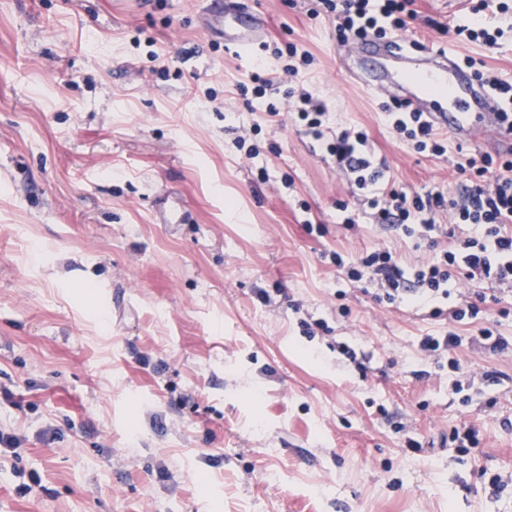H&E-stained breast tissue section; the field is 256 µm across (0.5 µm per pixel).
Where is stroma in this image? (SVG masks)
<instances>
[{
  "instance_id": "obj_1",
  "label": "stroma",
  "mask_w": 512,
  "mask_h": 512,
  "mask_svg": "<svg viewBox=\"0 0 512 512\" xmlns=\"http://www.w3.org/2000/svg\"><path fill=\"white\" fill-rule=\"evenodd\" d=\"M239 2L266 19L268 44L314 55L299 83L329 127L366 130L396 188L455 193L466 177L450 156L506 150L451 140L445 156L416 154L382 95L341 74L334 25L308 0ZM465 7L418 0L408 37L512 82V11L487 16L504 31L488 50L449 32ZM204 9L0 0V430L21 437L0 455V512H512V353L458 349L463 368L509 377L488 390L493 412L461 406L456 373L418 349L446 318L379 303L331 262L435 251L359 210L344 226L353 189L299 132L298 98L279 126L246 105L248 57L201 29ZM166 191L186 223L155 220ZM465 423L484 441L461 456L447 441ZM33 473L39 486L17 494Z\"/></svg>"
}]
</instances>
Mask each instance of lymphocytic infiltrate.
Returning <instances> with one entry per match:
<instances>
[{"label": "lymphocytic infiltrate", "mask_w": 512, "mask_h": 512, "mask_svg": "<svg viewBox=\"0 0 512 512\" xmlns=\"http://www.w3.org/2000/svg\"><path fill=\"white\" fill-rule=\"evenodd\" d=\"M491 10L504 13L508 6L505 0H468L469 20L453 28L457 42L497 48L502 30L477 20L478 15ZM310 13L331 19L336 40L341 44L368 33L393 36L407 30L416 16L414 0H311ZM273 85L274 79L260 58L255 60L245 81L238 85L241 94L252 95L259 101L262 111L272 121L281 109L279 103L266 98ZM285 94L300 96L304 106L298 118L304 133L325 142L337 167L351 179L357 199L367 209L372 223L403 239L432 242L443 236L451 243L439 257L413 266L397 252L379 248L349 265L341 254H333L337 267L346 268L351 281L370 287L377 301L391 306L406 303L425 306L433 318L448 316L451 328L438 336L423 337L420 349L434 360H447L453 371L461 369L454 353L462 346L493 355L511 349L512 342L499 336L491 326L480 327L477 335L469 338L457 333V325L476 322L487 302V294L481 291L474 299L455 300L451 297L450 284L455 275L461 274L504 291L512 289V151L497 157L487 154L478 159L458 156L456 169L471 171L473 181L453 198L433 192L410 196L390 186L388 167L384 160L375 159L371 154L365 131L331 130L325 124L328 109L324 101L306 91L294 93L290 88ZM383 110L396 137L416 153L426 157L445 154V140L425 113L406 111L396 102L384 105ZM444 210L450 212L452 224L438 223L437 216ZM446 299L451 300L452 305L445 312L437 303Z\"/></svg>", "instance_id": "lymphocytic-infiltrate-1"}]
</instances>
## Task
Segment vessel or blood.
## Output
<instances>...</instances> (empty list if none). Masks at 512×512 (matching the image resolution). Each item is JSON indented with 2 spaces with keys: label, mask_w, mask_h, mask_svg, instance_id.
I'll list each match as a JSON object with an SVG mask.
<instances>
[{
  "label": "vessel or blood",
  "mask_w": 512,
  "mask_h": 512,
  "mask_svg": "<svg viewBox=\"0 0 512 512\" xmlns=\"http://www.w3.org/2000/svg\"><path fill=\"white\" fill-rule=\"evenodd\" d=\"M208 35L221 36L226 50L261 47L267 35L264 18L241 13L233 0H210L205 13ZM342 72L368 90L405 102L422 112L455 141L477 144L511 141L504 128L501 102L454 54L402 39L368 34L339 51Z\"/></svg>",
  "instance_id": "obj_1"
}]
</instances>
